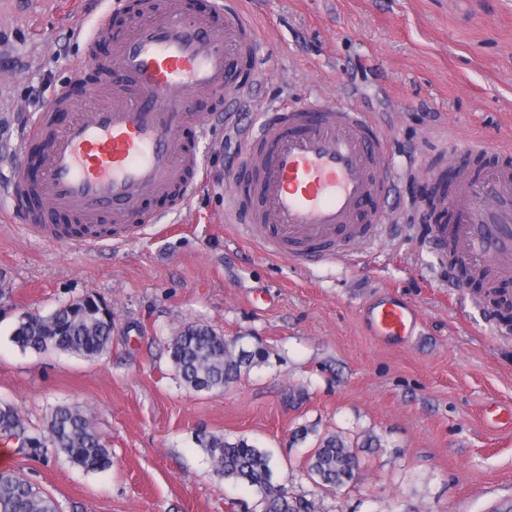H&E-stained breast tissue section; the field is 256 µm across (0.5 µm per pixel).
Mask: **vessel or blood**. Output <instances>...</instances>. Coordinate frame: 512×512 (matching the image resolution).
Masks as SVG:
<instances>
[{"label":"vessel or blood","instance_id":"vessel-or-blood-1","mask_svg":"<svg viewBox=\"0 0 512 512\" xmlns=\"http://www.w3.org/2000/svg\"><path fill=\"white\" fill-rule=\"evenodd\" d=\"M255 28L240 0H212L185 13L179 0H146L130 21L113 57L96 65L87 98L111 86L112 98L76 114L61 129L47 116L30 127L45 143V175L37 187L15 178L7 189L13 205L31 197L89 224L73 246L125 241L141 235L146 199L173 187L199 189L196 152L179 134L187 120L203 121L200 95L224 100V123L250 107L258 70L232 76L234 61L258 56ZM237 170L247 189L235 203V220L276 254L297 260L335 259L380 240L388 214L384 200L398 171L380 126L346 101L304 106L271 105L257 126L241 127ZM438 206L452 225H430L427 241L444 252L456 239L464 264L488 262L495 274H512V164L479 171L462 167L457 186L433 184ZM373 336L408 341L415 309L391 297L369 311Z\"/></svg>","mask_w":512,"mask_h":512}]
</instances>
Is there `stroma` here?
Listing matches in <instances>:
<instances>
[{
  "label": "stroma",
  "instance_id": "obj_1",
  "mask_svg": "<svg viewBox=\"0 0 512 512\" xmlns=\"http://www.w3.org/2000/svg\"><path fill=\"white\" fill-rule=\"evenodd\" d=\"M137 0H0V185L26 166L24 136L88 54L108 59ZM263 45L251 124L268 103L351 102L383 128L405 173L392 191L393 221L363 257L302 263L270 255L224 221L240 153L217 122L197 151L204 182L183 210L135 239L75 248L26 236L0 215V400L30 429L51 409L88 410L112 465L87 472L65 456L20 454L23 471L60 512H246L255 495L224 481L196 443L200 433L243 438L271 455L274 483L311 512H512V426L486 405H512V325L495 307L512 279L457 287L458 272L421 234L435 206L416 193L419 171L446 170L445 137L512 148V0H246ZM110 19L94 49L78 26ZM91 296L112 311V349L88 360L21 350L18 318ZM413 305L415 336L383 342L369 304ZM191 324L246 337L266 353L221 392L187 389L172 370L169 338ZM358 448L355 479L318 484L307 458L320 437ZM382 437L366 448V434Z\"/></svg>",
  "mask_w": 512,
  "mask_h": 512
}]
</instances>
